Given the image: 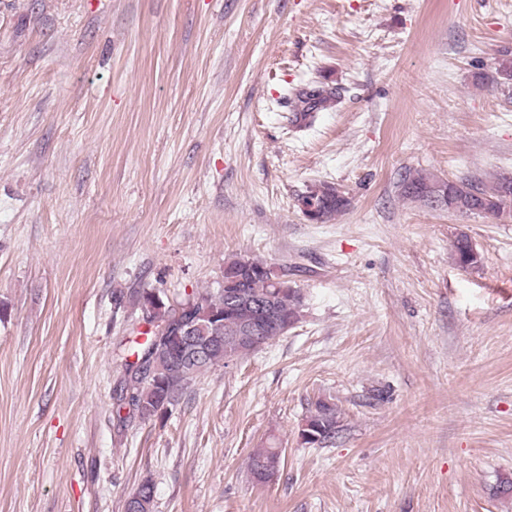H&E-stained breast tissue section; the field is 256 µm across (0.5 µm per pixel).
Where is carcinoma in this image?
I'll use <instances>...</instances> for the list:
<instances>
[{"label":"carcinoma","mask_w":512,"mask_h":512,"mask_svg":"<svg viewBox=\"0 0 512 512\" xmlns=\"http://www.w3.org/2000/svg\"><path fill=\"white\" fill-rule=\"evenodd\" d=\"M496 73L499 78L512 84V52L504 50L496 61ZM448 187L446 209L461 214H476L498 221L512 219V178L502 177L492 185V188H500L503 194L495 196L487 194V191L475 187L467 180L443 181L431 177L420 171L409 174L403 178L402 186L405 197L432 206L431 195L438 185ZM309 202L315 205V218L320 223H327L334 219L349 205L345 193L338 187L321 183L314 186L307 195ZM453 255L456 264L464 269L477 268L482 263V256L474 246L470 237L462 232L453 242ZM247 262L253 270V275L248 277L243 291L255 300L268 298L277 299L276 311L283 319H302L303 298L300 289L288 286V292L277 288V283L271 281L265 273L268 264L245 255H234L224 261V280L228 281L239 274L242 262ZM226 289L215 288L180 301L174 305H164L156 308L151 315L156 327L167 328L181 323L192 315L202 312L206 306L211 310L222 312L226 302ZM258 319L256 309L248 303H243L232 309L228 316L229 322L238 326L248 324ZM224 344L208 358L197 364H180L173 360L168 349L160 344L152 342V337H147L146 342L137 344L132 355L136 361L124 363L125 375L120 382V394L116 400V412H121L125 399H130L140 412V418L149 419L156 416L157 406L161 403V390L152 384V380L146 375L139 374V365L148 364L149 368L164 376L172 390L173 403H178L184 392L198 378L207 373L212 367L224 364L229 359L238 360L255 351L251 343H238L229 337V329H224ZM339 423V414L336 405L323 399L314 404V409L309 412L304 420V425L309 427V432L322 437L327 441L336 435ZM280 453L279 448L268 446L257 448L250 456L249 470L255 473L259 466Z\"/></svg>","instance_id":"obj_1"}]
</instances>
